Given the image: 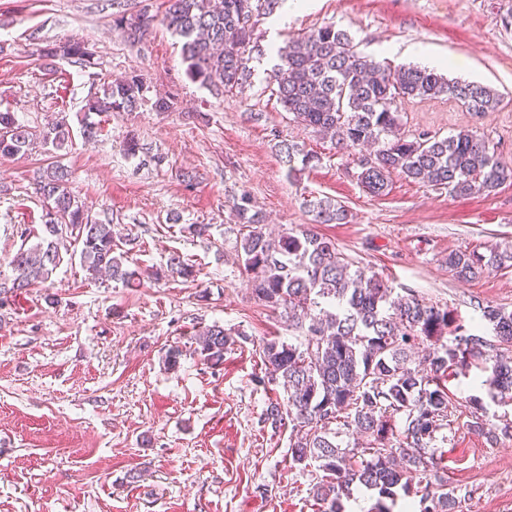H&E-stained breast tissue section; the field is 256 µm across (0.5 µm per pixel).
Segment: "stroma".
Wrapping results in <instances>:
<instances>
[{"label": "stroma", "mask_w": 512, "mask_h": 512, "mask_svg": "<svg viewBox=\"0 0 512 512\" xmlns=\"http://www.w3.org/2000/svg\"><path fill=\"white\" fill-rule=\"evenodd\" d=\"M335 24L361 51L393 66L420 53L457 60L449 78L494 89L501 102L475 115L454 99H406L403 129L484 135L512 164V0H315L260 17L262 46L287 43ZM83 42L91 65L49 60V44ZM256 65L243 92L217 95L190 80L181 45L161 24L128 46L113 25L112 0H0V111L32 132L29 149L0 158V274L20 233L41 221L32 183L51 161L72 172L71 190L90 217L111 225L133 269L163 270L172 254L192 259L195 281L147 280L125 288L92 278L79 258L65 261L47 288L0 307V512H318L311 477L291 468L290 427L262 426L282 388L263 383V337L292 340L284 316L258 302L237 256L239 226L230 206L249 193L264 230L309 221L307 196L342 201L346 224H320L365 275L385 278L395 295H418L473 326L485 305L512 310V269L471 281L449 271L450 252L512 248V182L484 194L394 178L387 195L367 193L347 152L289 121ZM148 87L134 112L102 116L85 141V107L104 83L129 73ZM173 106L156 111V98ZM66 119L64 149L41 133ZM133 134L142 146L126 156ZM317 153L313 168L289 174L278 140ZM208 225L207 235L189 233ZM221 324L247 338L210 366L194 337ZM183 351L177 369L169 348ZM485 373L450 380L453 430L436 441L433 479L446 481L455 512H512V437L487 441L467 426L472 398L488 427L512 421V405L491 401Z\"/></svg>", "instance_id": "obj_1"}]
</instances>
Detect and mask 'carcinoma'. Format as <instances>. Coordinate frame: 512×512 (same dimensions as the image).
Here are the masks:
<instances>
[{
	"mask_svg": "<svg viewBox=\"0 0 512 512\" xmlns=\"http://www.w3.org/2000/svg\"><path fill=\"white\" fill-rule=\"evenodd\" d=\"M280 0H168L162 19L182 43L186 74L194 82L222 93L242 88L253 75L251 62L267 55L254 38L255 18L271 15ZM153 17L147 11L120 10L114 25L133 45L146 39ZM47 58L89 63L92 52L82 43L48 44ZM269 75L272 94L292 120L334 140L339 149L369 146L357 157V179L373 196L387 194L393 176L455 197L491 192L512 182V166L501 161L488 139L469 130L439 137L407 136L398 104L405 99L448 95L467 112L494 110L500 95L488 86L450 80L434 69H392L356 51L347 32L325 25L275 51ZM138 74L103 85L102 95L86 112H130L144 99ZM71 139L61 120L49 127L44 141L59 150ZM29 145L28 131L11 112H0V156L11 157ZM288 172L313 167L320 158L285 140L278 142ZM45 203L43 224L22 233L11 257L13 278L0 281V305L29 288L51 281L64 262L59 240L80 248V263L93 275L106 274L126 287L140 281L126 265L109 224L89 219L70 189L62 167L45 170L35 183ZM314 224H345L349 211L338 200L305 201ZM231 211L243 233V268L253 295L274 311L283 310L297 343L270 336L259 344L267 381L284 390L270 401L261 422L296 432L289 443L292 467L320 471L309 488L321 512H344L342 499L358 483L378 491L375 512H391L386 501L397 491L419 497L420 512H448L446 485L422 484L436 465L435 433L451 428L448 381L476 367L487 373L490 397L512 401V356L487 354L492 345L475 330L458 323L451 311L410 294L393 298L382 277L350 272L352 260L334 242L309 229L266 236L261 217L251 212L250 198L232 201ZM512 269V251H458L448 254V269L461 281L488 269ZM190 259L172 254L156 278L196 277ZM482 317L501 345L512 347V311L486 306ZM451 336L445 340V336ZM245 338L239 330L214 324L195 338V353L212 366ZM468 426L483 433L486 422L473 399ZM362 441L342 446L343 437Z\"/></svg>",
	"mask_w": 512,
	"mask_h": 512,
	"instance_id": "obj_1",
	"label": "carcinoma"
}]
</instances>
